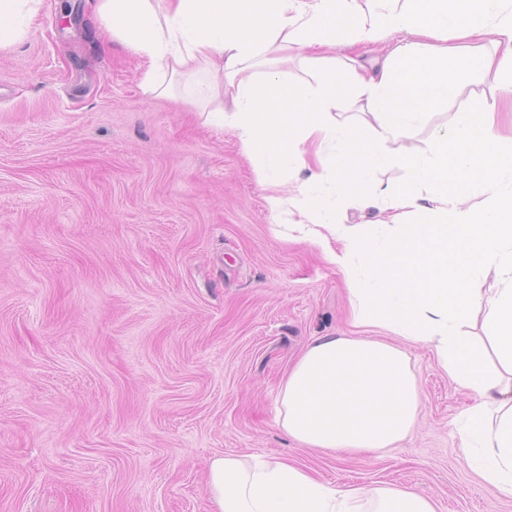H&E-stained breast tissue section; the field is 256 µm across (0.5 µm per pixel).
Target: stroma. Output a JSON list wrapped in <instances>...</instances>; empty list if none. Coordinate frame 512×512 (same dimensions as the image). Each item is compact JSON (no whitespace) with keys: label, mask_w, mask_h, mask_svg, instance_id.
Here are the masks:
<instances>
[{"label":"stroma","mask_w":512,"mask_h":512,"mask_svg":"<svg viewBox=\"0 0 512 512\" xmlns=\"http://www.w3.org/2000/svg\"><path fill=\"white\" fill-rule=\"evenodd\" d=\"M96 0H40L0 49V512H211L212 457L265 454L342 488L392 484L437 512H512L468 464L473 402L432 349L354 324L349 285L274 215L231 133L204 124V74L170 96L102 41ZM424 116L429 150L472 92ZM405 350L416 422L375 454L306 448L279 422L289 368L317 336Z\"/></svg>","instance_id":"obj_1"}]
</instances>
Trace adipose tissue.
I'll use <instances>...</instances> for the list:
<instances>
[{
	"mask_svg": "<svg viewBox=\"0 0 512 512\" xmlns=\"http://www.w3.org/2000/svg\"><path fill=\"white\" fill-rule=\"evenodd\" d=\"M379 2L371 18L359 0H98L96 9L113 38L153 63L145 94L163 93V70L206 74L205 120L260 158V182L305 169L304 144H334L333 202L299 199V231L349 283L357 325L431 345L450 378L475 393L455 423L461 446L481 479L512 497V145L478 94L430 152L398 147L431 103L456 92L476 51L499 76V94L512 97V0ZM340 27L351 48L385 33L401 40L380 59L346 58L343 75L290 84L280 64L299 50L326 62ZM348 97L373 126L333 118ZM394 163L407 169V183H374L375 170ZM470 186L474 201L458 205L454 190ZM379 200L395 212L391 222L367 230L338 222L347 202L366 209ZM425 210L438 223L399 221ZM485 265L498 287H481ZM478 314L482 335H462ZM419 403L405 351L364 336H321L288 374L280 420L311 448L377 451L406 436ZM207 493L211 512H436L431 498L404 488L339 490L261 455L214 457Z\"/></svg>",
	"mask_w": 512,
	"mask_h": 512,
	"instance_id": "adipose-tissue-1",
	"label": "adipose tissue"
}]
</instances>
